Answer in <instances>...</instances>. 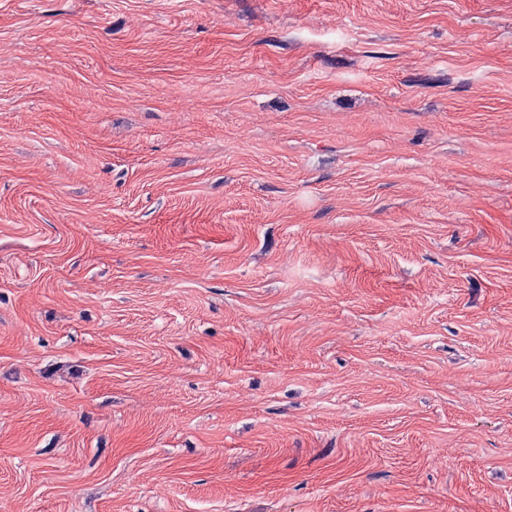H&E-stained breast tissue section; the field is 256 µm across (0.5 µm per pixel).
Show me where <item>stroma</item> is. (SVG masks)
<instances>
[{"label":"stroma","mask_w":512,"mask_h":512,"mask_svg":"<svg viewBox=\"0 0 512 512\" xmlns=\"http://www.w3.org/2000/svg\"><path fill=\"white\" fill-rule=\"evenodd\" d=\"M0 512H512V0H0Z\"/></svg>","instance_id":"1"}]
</instances>
